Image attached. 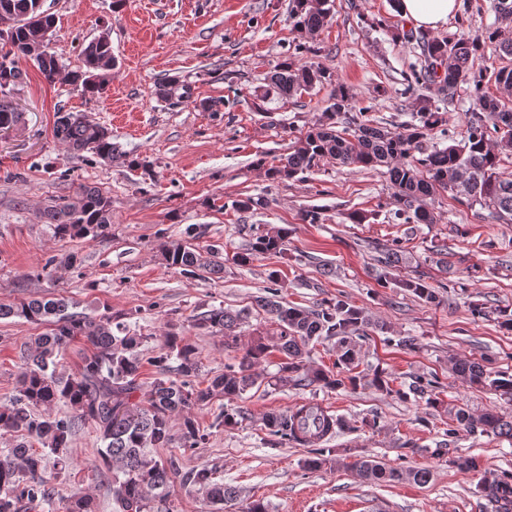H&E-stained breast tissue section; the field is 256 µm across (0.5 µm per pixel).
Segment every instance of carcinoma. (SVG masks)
<instances>
[{
  "label": "carcinoma",
  "instance_id": "cac0c4a2",
  "mask_svg": "<svg viewBox=\"0 0 512 512\" xmlns=\"http://www.w3.org/2000/svg\"><path fill=\"white\" fill-rule=\"evenodd\" d=\"M329 0H294L292 14L301 28L315 32L331 20ZM495 22L477 35L460 34L448 38H431L411 30L396 34L407 42H416L422 50L421 67L412 71L410 83L423 89L415 97L416 122L403 125L400 131H389L373 124L363 112L352 113L350 90L337 85L331 103L322 112L318 123L296 138L292 151L279 164L266 170L268 179L280 181L314 171L323 161L336 165H361L366 168H387L395 189L397 209L394 217L405 224H435L437 217L427 199L438 192L468 206L488 209L500 221L512 222V176L498 171L500 157L512 153V65L475 70L471 60L485 55L491 48L496 56L512 57V0H493ZM0 14L13 21L9 48L0 49V131L15 126L19 112L8 94L20 82L18 62L30 58L38 70L51 81L60 71L56 55L46 50L29 55L46 34L53 33V16L43 10V0H0ZM83 69L70 74L71 82L82 85L91 97L103 93L115 66L112 44L102 34L82 49ZM329 78L319 66H298L283 61L269 78L262 98L276 95L292 98L313 90ZM492 81L503 92L500 97L484 90ZM182 89L180 98L188 99L191 88L169 80L160 85L158 96L172 97ZM469 93L472 107L461 140L431 151L422 142L445 125L444 113L433 104L432 97L450 105L461 100V91ZM342 130H336L338 121ZM56 138L73 153L90 152L103 160L117 162L128 168L150 167V162L131 158L119 152L112 143V132L103 125L84 121L74 112H66L56 121ZM47 222L60 238L97 237L112 224V199L96 187H83L73 199L64 198L46 210ZM287 232L260 235L250 251L240 253L235 261L248 265L258 254L281 253ZM393 249H387L378 280L391 278ZM167 264L186 274L199 269L219 272L222 264L205 259L195 249L173 243L165 251ZM393 279V278H391ZM395 287L410 292L427 305H438L436 289L420 278L393 279ZM256 303L280 326L276 347L284 359L279 370L266 376L261 370L269 346L262 341L248 348L235 364L224 366V373L208 380L204 387L195 381L198 360L195 348L183 336L169 333L160 352L144 357L145 337L126 324L113 322L112 317H91L67 312L63 298L22 301L0 305V319L17 317L31 323L46 322L50 332L32 336L24 345V363L19 377L18 394L9 407L0 408V434H10L18 443L0 457V512H20V508L54 512H98L95 499L74 493L59 497L55 486L45 478L47 456L54 455L56 477L70 476L73 461L68 454L72 437L88 426L104 444L99 450L98 469L108 475L109 491L115 512H163L171 484L180 475L177 456L156 457L151 451L161 448L193 449L205 444L209 433L189 416H182L179 434L172 433L173 419L191 407L208 405L215 397L234 399L263 385L312 386L330 390L353 389L363 377L351 374L355 363L356 341L367 338L369 318L365 311L336 298L321 309L308 312L284 306L270 297ZM244 319V311L213 309L196 319L200 328L224 332V347L237 345L235 329ZM336 337V371L311 369L307 366V346L314 338ZM80 339L85 351L79 368L64 375L57 370L58 358L71 343ZM159 371L150 389L141 399L139 374L143 361ZM178 362L176 367L170 361ZM451 370L464 382L512 401V373L488 367L480 362L452 358ZM395 379L383 368L373 370L368 383L381 393L408 400L425 401L429 408L440 404L437 395L438 377L420 376L409 391L394 387ZM271 437V446L281 448L295 444L309 449L305 466L318 470L344 461L336 449L323 444L348 428L345 419L334 416L319 404H306L285 412H270L263 418ZM465 429L471 433L491 434L512 439V420L493 411L472 413L462 407L449 415L444 435L448 441L439 444L434 455L448 453L449 442ZM43 445L39 450L32 442ZM369 480L386 481L397 477V471L383 463L356 457L346 463ZM448 467L476 472L479 462L474 456L448 459ZM184 481L202 493L210 503L224 506L237 499V491L224 483L216 472L203 468L191 471ZM477 492L495 505V512H512V473L502 471L483 476Z\"/></svg>",
  "mask_w": 512,
  "mask_h": 512
}]
</instances>
